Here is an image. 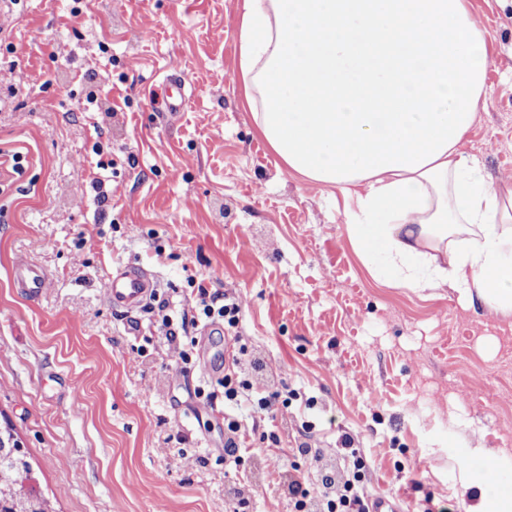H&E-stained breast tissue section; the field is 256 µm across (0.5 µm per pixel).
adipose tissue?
<instances>
[{
	"label": "adipose tissue",
	"mask_w": 512,
	"mask_h": 512,
	"mask_svg": "<svg viewBox=\"0 0 512 512\" xmlns=\"http://www.w3.org/2000/svg\"><path fill=\"white\" fill-rule=\"evenodd\" d=\"M239 38L260 132L289 171L340 191L359 252L512 317V188L459 150L488 64L467 0H243Z\"/></svg>",
	"instance_id": "obj_1"
}]
</instances>
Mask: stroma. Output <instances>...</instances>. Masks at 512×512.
<instances>
[{"label":"stroma","mask_w":512,"mask_h":512,"mask_svg":"<svg viewBox=\"0 0 512 512\" xmlns=\"http://www.w3.org/2000/svg\"><path fill=\"white\" fill-rule=\"evenodd\" d=\"M242 3L0 0V427L55 512H224L242 484L246 512H295L271 461L321 491L347 475L346 433L401 512H473L485 469L512 493V318L379 278L341 194L288 173L238 78ZM469 8L489 60L460 149L512 185V0ZM171 75L188 97L173 114ZM21 255L37 295L14 280ZM126 263L176 314L193 280L241 297L254 388L287 405L196 398L232 361L224 328L200 322L173 366L157 313L107 300ZM228 417L254 430L238 463ZM14 269L23 288L31 295H37L43 282L41 272L27 258L17 259L14 262Z\"/></svg>","instance_id":"1"}]
</instances>
